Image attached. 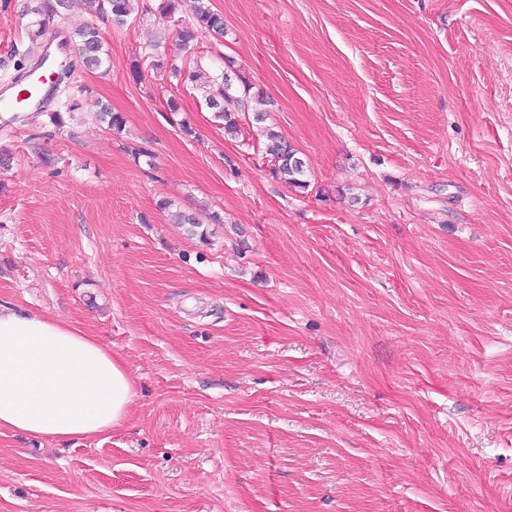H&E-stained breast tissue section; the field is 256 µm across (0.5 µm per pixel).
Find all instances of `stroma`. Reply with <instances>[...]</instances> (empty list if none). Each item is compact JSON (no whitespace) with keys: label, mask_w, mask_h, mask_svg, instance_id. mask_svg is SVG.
Masks as SVG:
<instances>
[{"label":"stroma","mask_w":512,"mask_h":512,"mask_svg":"<svg viewBox=\"0 0 512 512\" xmlns=\"http://www.w3.org/2000/svg\"><path fill=\"white\" fill-rule=\"evenodd\" d=\"M143 2L117 28L68 0L110 70L72 57L62 124L0 125V302L136 390L103 436L0 432V512H512V0H211L205 62L271 101L234 139L155 67L192 0ZM28 3L0 0V83L37 53ZM266 140L264 153L271 176L289 187L305 190L309 186L307 170L299 152L281 133L273 129H267Z\"/></svg>","instance_id":"stroma-1"}]
</instances>
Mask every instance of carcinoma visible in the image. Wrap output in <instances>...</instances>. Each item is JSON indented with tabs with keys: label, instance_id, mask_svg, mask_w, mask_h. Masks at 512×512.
<instances>
[{
	"label": "carcinoma",
	"instance_id": "carcinoma-1",
	"mask_svg": "<svg viewBox=\"0 0 512 512\" xmlns=\"http://www.w3.org/2000/svg\"><path fill=\"white\" fill-rule=\"evenodd\" d=\"M107 5H102L98 0H89V3L97 7V11L105 14L106 19L112 25L123 27L135 11V0H106ZM194 21L190 25L181 27L178 32V41L184 63L170 64L169 74L178 83H192L202 93L207 108L214 113V117L224 122V134L235 138L240 133V124L237 115L248 110L253 112V119L262 123L267 119V111L263 106L267 100L259 96L256 99L257 107L249 108L247 95L238 92L237 85H242L243 91H249L250 84L235 70L225 69L220 72L201 69V61L198 60V36H210L213 38L224 37V16L213 10L210 0H193ZM64 4V0H35L31 7V13L36 16L37 29L34 36L45 35L53 25L55 17L59 16L58 7ZM76 47L79 50L83 65L88 69L102 67L107 59L104 57L103 41L100 30L93 25H84L74 32ZM100 118L107 123L109 129L119 132L122 129L124 119L121 114L111 110L107 105H100ZM265 157L269 163V171L273 178L297 190L308 187L307 170L299 152L285 139V137L273 130L267 129ZM174 224L188 225L187 232L192 236L205 238L206 232L201 230V224L192 216L180 211L170 214Z\"/></svg>",
	"mask_w": 512,
	"mask_h": 512
}]
</instances>
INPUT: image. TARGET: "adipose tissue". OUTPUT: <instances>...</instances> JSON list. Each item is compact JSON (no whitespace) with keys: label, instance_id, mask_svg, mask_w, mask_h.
I'll return each instance as SVG.
<instances>
[{"label":"adipose tissue","instance_id":"1","mask_svg":"<svg viewBox=\"0 0 512 512\" xmlns=\"http://www.w3.org/2000/svg\"><path fill=\"white\" fill-rule=\"evenodd\" d=\"M135 396L121 360L98 337L0 304V431L105 435L126 423Z\"/></svg>","mask_w":512,"mask_h":512}]
</instances>
